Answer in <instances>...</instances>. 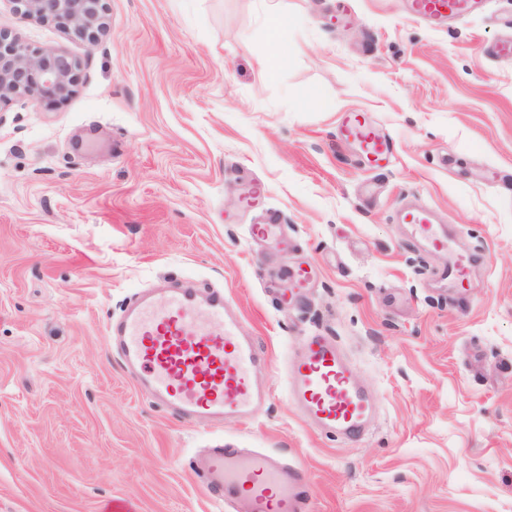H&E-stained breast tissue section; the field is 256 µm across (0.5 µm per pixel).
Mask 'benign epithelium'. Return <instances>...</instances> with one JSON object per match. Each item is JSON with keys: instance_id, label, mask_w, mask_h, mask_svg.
Masks as SVG:
<instances>
[{"instance_id": "7a95c632", "label": "benign epithelium", "mask_w": 512, "mask_h": 512, "mask_svg": "<svg viewBox=\"0 0 512 512\" xmlns=\"http://www.w3.org/2000/svg\"><path fill=\"white\" fill-rule=\"evenodd\" d=\"M12 13L51 21L66 33L88 39L106 29L107 0H9ZM79 63L62 49L31 50L6 20L0 21V107L18 97L47 107L75 92Z\"/></svg>"}]
</instances>
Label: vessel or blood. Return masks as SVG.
I'll list each match as a JSON object with an SVG mask.
<instances>
[{
  "label": "vessel or blood",
  "mask_w": 512,
  "mask_h": 512,
  "mask_svg": "<svg viewBox=\"0 0 512 512\" xmlns=\"http://www.w3.org/2000/svg\"><path fill=\"white\" fill-rule=\"evenodd\" d=\"M475 0H410V11L434 26L470 15ZM340 132L357 143L365 163L390 160L393 139L377 132L360 112L345 116ZM403 223L436 252L448 240L425 206L404 209ZM471 262L459 258L441 271L444 280L463 286ZM223 293L170 290L164 302L144 296L119 321L108 323L107 336L119 350L137 389L179 417L247 421L269 392L256 381L264 360L253 337L242 331ZM288 395L304 420L344 437L366 430L372 406L363 385L341 356L335 341L313 335L291 354L286 373ZM207 490L221 500L244 496L249 512H305L308 487L302 469L277 454L245 448H212L197 465Z\"/></svg>",
  "instance_id": "vessel-or-blood-1"
}]
</instances>
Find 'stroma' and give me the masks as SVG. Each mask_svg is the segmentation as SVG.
Listing matches in <instances>:
<instances>
[{
  "label": "stroma",
  "instance_id": "35a3bbf8",
  "mask_svg": "<svg viewBox=\"0 0 512 512\" xmlns=\"http://www.w3.org/2000/svg\"><path fill=\"white\" fill-rule=\"evenodd\" d=\"M0 18L80 63L63 105L0 112V512H248L193 473L220 445L299 465L310 512H512V0L444 27L406 0H108L93 41ZM351 111L388 164L341 137ZM411 202L472 259L464 287L397 221ZM187 284L268 360L250 421L153 404L106 342L137 293ZM313 334L372 393L365 435L292 406L282 365ZM340 132L344 138H351L357 143L365 163L379 164L389 161L394 155L393 139L389 135L377 132L363 113L354 112L346 115Z\"/></svg>",
  "mask_w": 512,
  "mask_h": 512
}]
</instances>
